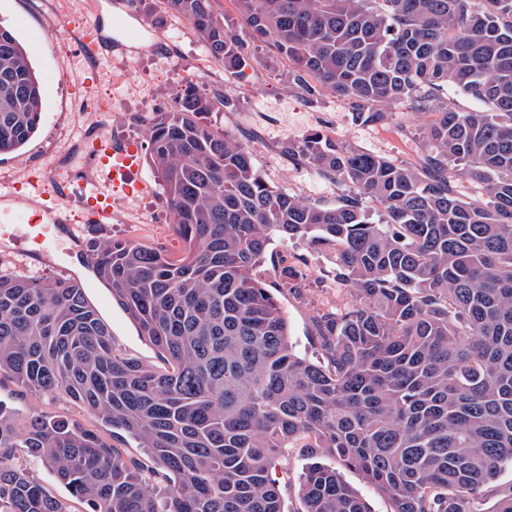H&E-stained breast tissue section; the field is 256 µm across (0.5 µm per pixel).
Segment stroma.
<instances>
[{
    "instance_id": "stroma-1",
    "label": "stroma",
    "mask_w": 512,
    "mask_h": 512,
    "mask_svg": "<svg viewBox=\"0 0 512 512\" xmlns=\"http://www.w3.org/2000/svg\"><path fill=\"white\" fill-rule=\"evenodd\" d=\"M59 0H0V23L22 39L39 70L43 83V114L38 133L19 152L0 155V262L28 277L74 278L85 285V294L99 311L112 334L114 348L139 361L156 366L155 349L139 336L136 325L112 302L107 288L83 264L92 241L130 240L179 253L181 241L171 229L172 216L161 200V188L147 166H139L133 180L147 192L129 197L114 209L110 222L95 221L79 201L57 200L56 213L64 225L46 258L29 257L31 240L14 224L13 212L31 207L32 180L56 174L67 180L79 174L94 144L86 133L92 126L118 145L147 147V119L152 110L167 107L188 79H201L221 89L231 107L205 115L204 121L225 136L245 142L257 168L275 187L299 198L333 205L344 189L315 169L288 161L281 145L318 130L346 146L373 152L399 163L420 165L427 149L422 130L433 113L417 111L404 102L386 106L379 124L363 122L352 104L325 93L308 98L288 85V63L266 44L251 45L255 58L243 76L225 74L200 38L184 19L167 12L161 0H94L87 7L76 0L69 13L59 15ZM123 17L130 27L125 54L99 56L94 66L78 69L79 51L67 37L69 26H97L103 37L115 34L113 22ZM141 75L142 96L133 98L120 112H107L89 120L78 107L84 85L95 87L99 99L111 98L126 82V75ZM302 269L309 286L296 295L279 289L281 261ZM259 273L274 289L288 319L290 340L297 354L318 361L322 349L314 317L350 303L348 288L337 279L336 252L313 249L305 242L273 241ZM0 401L23 413L41 410L60 414L97 430L102 423L68 398L45 396L22 388L15 381L0 380ZM339 469L343 479L368 503L371 512H394L393 502L379 494L365 476L342 467L338 458L322 452L311 457L308 449L288 448L272 472L283 499L285 512H301L302 475L311 460Z\"/></svg>"
}]
</instances>
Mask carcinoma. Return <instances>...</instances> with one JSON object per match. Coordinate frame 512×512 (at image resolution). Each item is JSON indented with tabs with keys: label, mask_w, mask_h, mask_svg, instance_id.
<instances>
[{
	"label": "carcinoma",
	"mask_w": 512,
	"mask_h": 512,
	"mask_svg": "<svg viewBox=\"0 0 512 512\" xmlns=\"http://www.w3.org/2000/svg\"><path fill=\"white\" fill-rule=\"evenodd\" d=\"M214 2L163 0L234 77L252 66L249 42L266 41L304 96L347 99L370 123L383 104L435 112L423 169L307 133L282 154L348 192L333 206L303 201L269 184L247 144L198 119L231 102L189 80L151 113L145 155L181 255L89 245L164 367L116 353L79 283L0 263V378L69 397L155 468L77 421L0 401V512H69L17 448L87 512H285L271 470L298 443L362 472L394 512H512V488L483 508L512 462V0H236L246 39ZM450 88L479 110L446 101ZM42 105L25 47L0 24L1 154L32 138ZM452 171L481 197L461 199ZM276 237L336 251L352 302L316 317L324 364L295 352L257 275ZM303 287L300 270L280 268L279 288ZM301 498L303 512H370L318 462ZM116 437L112 438L111 436H107L108 440L112 445L119 448L124 457L126 458H135L139 459L148 465H151L148 456L145 454L142 448H137L138 444L135 440L128 437L122 431H116ZM34 478L53 496L65 502L72 512H86V505L72 498L67 488L60 483L54 473L37 461L27 462Z\"/></svg>",
	"instance_id": "obj_1"
}]
</instances>
